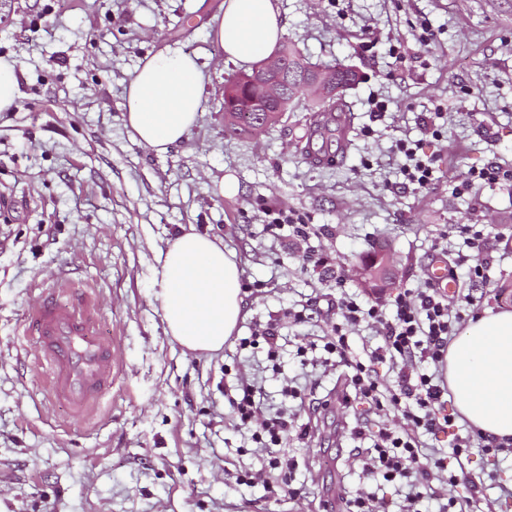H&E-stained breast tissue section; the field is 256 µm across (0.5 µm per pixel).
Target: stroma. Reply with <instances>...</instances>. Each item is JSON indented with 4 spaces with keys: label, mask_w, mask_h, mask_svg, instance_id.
I'll use <instances>...</instances> for the list:
<instances>
[{
    "label": "stroma",
    "mask_w": 512,
    "mask_h": 512,
    "mask_svg": "<svg viewBox=\"0 0 512 512\" xmlns=\"http://www.w3.org/2000/svg\"><path fill=\"white\" fill-rule=\"evenodd\" d=\"M221 0H0V57L17 60L19 97L0 112V512H345L367 481L363 443L350 437L363 406L345 403L351 368L300 366L299 339L320 341L338 323L343 293L374 295L352 267L389 244L399 288L427 279L439 256L465 318L512 307V185L454 187L495 162L512 170V0H278L283 42L314 64L353 65L345 93L348 144L322 160L298 148L304 108L258 138L224 132V81L241 70L210 35ZM437 39L421 41L423 28ZM197 55L203 110L188 138L163 155L132 139L125 89L139 62L162 49ZM388 110L373 117L370 101ZM435 117L440 137L425 134ZM420 141L436 173L420 193L402 189L397 139ZM237 191L222 194L226 176ZM282 206L329 237L275 240L261 209ZM462 224L487 227L485 283L459 258ZM194 230L224 242L247 285L240 336L283 308L281 356L262 350L196 355L165 331L159 253ZM330 250L328 277L303 255ZM68 282L97 300L117 345L111 391L87 417L53 402L34 364L25 325L49 289ZM258 378L270 410L295 406L310 436H289L281 455L298 466L295 496L237 485L260 466L226 398L237 373ZM304 389L293 405L284 386ZM462 467L485 475L475 501L436 485L423 512L455 499L454 512H512V450L475 451Z\"/></svg>",
    "instance_id": "stroma-1"
}]
</instances>
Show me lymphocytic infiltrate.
<instances>
[{"label":"lymphocytic infiltrate","mask_w":512,"mask_h":512,"mask_svg":"<svg viewBox=\"0 0 512 512\" xmlns=\"http://www.w3.org/2000/svg\"><path fill=\"white\" fill-rule=\"evenodd\" d=\"M397 151L403 160L399 171L406 185L414 190L426 189L433 180L434 156L421 153L419 144L398 141ZM394 313L386 315L379 304L364 305L360 296L351 294L338 303L340 323L327 336L324 349L340 360L348 361L355 398L367 404L370 412L391 409L401 414L407 427L396 431L387 427L371 429L368 422H360L351 432L353 439L371 440L372 451L364 459V473L376 481L398 485L404 491L403 512H419V505L433 496L434 482H445L459 487L468 497L475 498L483 489V478L449 471L448 458H461L470 448L482 446L485 453H498L500 445L485 441L483 436L468 432L456 436L450 452L425 453L423 436L437 435L451 426L453 419L446 412L447 386L436 381L434 375L421 371L422 363L440 362L455 334L456 317L450 313L447 298L432 284L408 288L393 300ZM368 323L382 343L365 358L349 359V328ZM390 362L398 369L394 386H386L377 366ZM239 397L232 407L242 428L252 433L254 441L270 452L266 468L241 477V484L252 481L272 482L275 470L281 469L279 457L272 448L280 446L292 429L293 420L282 413L262 418L263 392L253 381L241 378Z\"/></svg>","instance_id":"f902f5d3"}]
</instances>
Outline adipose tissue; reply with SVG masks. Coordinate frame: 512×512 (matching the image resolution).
<instances>
[{
  "label": "adipose tissue",
  "mask_w": 512,
  "mask_h": 512,
  "mask_svg": "<svg viewBox=\"0 0 512 512\" xmlns=\"http://www.w3.org/2000/svg\"><path fill=\"white\" fill-rule=\"evenodd\" d=\"M211 33L225 58L251 65L278 46L276 0H223ZM204 75L195 56L144 57L125 96L135 142L156 154L187 139L202 110ZM158 261L167 333L191 353L220 351L243 318L242 270L234 251L194 231L178 235ZM442 371L457 412L483 436L512 440V311L485 310L451 341Z\"/></svg>",
  "instance_id": "adipose-tissue-1"
}]
</instances>
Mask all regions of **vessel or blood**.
<instances>
[{
	"instance_id": "b4317fda",
	"label": "vessel or blood",
	"mask_w": 512,
	"mask_h": 512,
	"mask_svg": "<svg viewBox=\"0 0 512 512\" xmlns=\"http://www.w3.org/2000/svg\"><path fill=\"white\" fill-rule=\"evenodd\" d=\"M36 364L45 371L53 396L74 413L89 409L112 387L115 363L111 341L101 338L90 301L70 293L59 300L46 293L31 316Z\"/></svg>"
}]
</instances>
